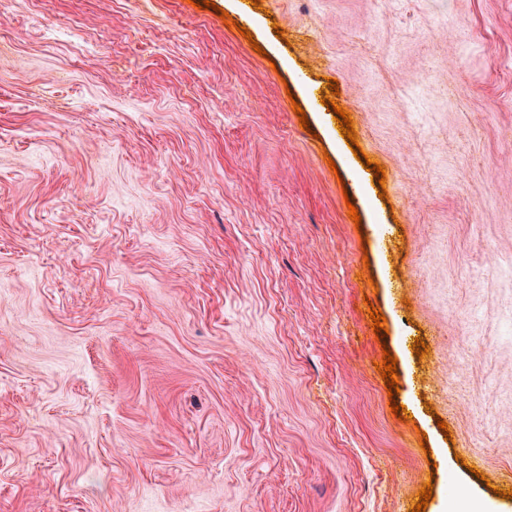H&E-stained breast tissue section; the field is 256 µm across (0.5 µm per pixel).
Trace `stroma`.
<instances>
[{
	"label": "stroma",
	"instance_id": "1",
	"mask_svg": "<svg viewBox=\"0 0 512 512\" xmlns=\"http://www.w3.org/2000/svg\"><path fill=\"white\" fill-rule=\"evenodd\" d=\"M238 2L0 0V512H508L512 0Z\"/></svg>",
	"mask_w": 512,
	"mask_h": 512
}]
</instances>
